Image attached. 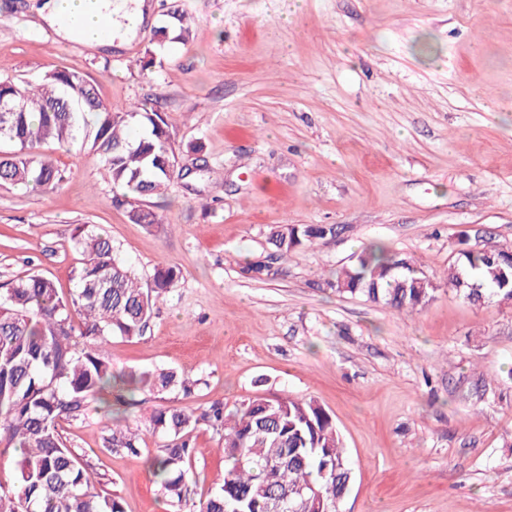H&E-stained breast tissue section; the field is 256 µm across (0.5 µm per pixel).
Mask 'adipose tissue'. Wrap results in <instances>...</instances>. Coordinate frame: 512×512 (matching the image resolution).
Returning a JSON list of instances; mask_svg holds the SVG:
<instances>
[{"label": "adipose tissue", "instance_id": "1", "mask_svg": "<svg viewBox=\"0 0 512 512\" xmlns=\"http://www.w3.org/2000/svg\"><path fill=\"white\" fill-rule=\"evenodd\" d=\"M40 15L62 38L97 43L102 25L115 33L134 31L144 20L142 0H43Z\"/></svg>", "mask_w": 512, "mask_h": 512}]
</instances>
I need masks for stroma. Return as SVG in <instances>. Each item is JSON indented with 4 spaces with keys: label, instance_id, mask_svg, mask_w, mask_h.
I'll use <instances>...</instances> for the list:
<instances>
[{
    "label": "stroma",
    "instance_id": "35a3bbf8",
    "mask_svg": "<svg viewBox=\"0 0 512 512\" xmlns=\"http://www.w3.org/2000/svg\"><path fill=\"white\" fill-rule=\"evenodd\" d=\"M193 36L148 66L163 0L108 45L59 36L23 0H0V75L55 68L117 108L165 112L180 148L161 223L112 204L95 155L48 144L65 173L49 192L0 186V286L29 273L69 291L77 226L103 229L148 282L181 278L143 336L113 338L112 370L173 368L195 385L125 414L144 442L105 448L104 411L65 421L98 490L125 512H175L149 474L159 406L202 412L256 396L315 400L352 468L340 512H512V304L475 306L440 279L460 240L512 246V0H176ZM281 224H337L274 253ZM378 244L439 287L413 312L326 288ZM267 269L255 277L248 264ZM197 512L224 483L223 438L193 437Z\"/></svg>",
    "mask_w": 512,
    "mask_h": 512
}]
</instances>
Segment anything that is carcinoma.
<instances>
[{
  "label": "carcinoma",
  "instance_id": "1",
  "mask_svg": "<svg viewBox=\"0 0 512 512\" xmlns=\"http://www.w3.org/2000/svg\"><path fill=\"white\" fill-rule=\"evenodd\" d=\"M186 17L170 10L154 29L149 63L163 64L164 50L185 44ZM23 107L0 112V185L48 188L65 178L41 153L57 142L95 154L112 184V204L126 207L136 224L163 220L141 200L161 196L177 171L175 140L167 116L145 105L115 109L98 97L95 84L78 71L55 68L38 80L0 78V102ZM334 225L282 224L270 243L288 253L334 236ZM463 247L443 274L448 289L473 304L494 297L512 302V247ZM74 247L82 256L74 286L63 295L55 283L28 274L0 292V455L13 450L16 471L0 482V512H124L121 501L94 491L82 455L59 429L65 419L88 415L118 389L116 402L137 404L140 393L161 394L194 385L173 369L112 372L105 346L112 337L143 335L156 304L181 276L176 266L154 269L142 287L117 256L112 241L80 227ZM326 285L339 294L362 296L398 312L433 299L437 284L411 256L372 246ZM152 432L165 438L148 470L166 504L187 500L193 432L201 423L223 432L224 484L201 502L199 512H336L349 482L345 448L331 416L314 400L257 396L232 409L215 405L199 416L159 407ZM139 429L117 424L107 448L138 454Z\"/></svg>",
  "mask_w": 512,
  "mask_h": 512
}]
</instances>
